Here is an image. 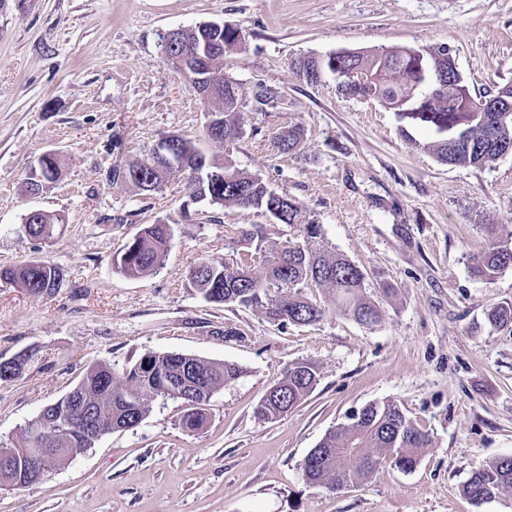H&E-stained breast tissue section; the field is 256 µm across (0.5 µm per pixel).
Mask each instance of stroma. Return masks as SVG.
Segmentation results:
<instances>
[{"instance_id": "obj_1", "label": "stroma", "mask_w": 512, "mask_h": 512, "mask_svg": "<svg viewBox=\"0 0 512 512\" xmlns=\"http://www.w3.org/2000/svg\"><path fill=\"white\" fill-rule=\"evenodd\" d=\"M221 21L243 44L224 59L245 97L244 133L206 140L201 99L164 58L162 35ZM447 45L470 93L512 84V0H0V269L32 261L68 285L32 295L0 280V361H29L0 381V441L10 442L86 369L115 371L142 354L178 352L238 364L207 421L190 432L180 402L159 400L136 428L103 435L40 485L0 489V512H512V492L473 508L472 471L512 456V325L487 319L512 303V267L475 278L489 240L512 238V154L483 168L445 163L435 134L375 101L340 95L334 75L309 84L302 55ZM277 96L255 102L256 86ZM302 127L298 151L273 146ZM172 134L262 179L321 224L333 252L365 275L377 323L336 312L280 326L258 309L207 302L190 272L208 257L298 239L264 213L191 202L187 175L154 192L114 188L106 172L146 158ZM54 152L57 180L26 191L30 166ZM62 216L46 240L22 217ZM174 225L164 265L143 278L113 260L146 224ZM228 328L232 337H221ZM313 362L319 381L287 416L254 409L287 365ZM392 401L430 437L414 470L390 463L362 484H307L302 466L325 433L364 406Z\"/></svg>"}]
</instances>
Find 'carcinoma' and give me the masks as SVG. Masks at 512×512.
<instances>
[{
	"label": "carcinoma",
	"mask_w": 512,
	"mask_h": 512,
	"mask_svg": "<svg viewBox=\"0 0 512 512\" xmlns=\"http://www.w3.org/2000/svg\"><path fill=\"white\" fill-rule=\"evenodd\" d=\"M242 44L238 30L229 27L224 39L207 48L214 61L212 99L222 103L215 113L222 118L218 142H230L242 134L243 94L239 84L222 74L224 57ZM452 56L446 46L414 48L409 55L399 48L360 50L352 55L322 64L321 75L340 74L338 91L347 97L371 99L392 109L402 119H409L434 131L432 148L436 156L463 167H485L496 160L499 148L512 146V114L487 112L483 102L490 99L500 108L512 109V85L498 88L493 97H473L468 87L458 81L450 68ZM440 78L444 88L431 92L433 79ZM464 136L470 141L467 152H448V141ZM303 138L301 128L282 129L274 146L287 153L298 148ZM185 168L202 174L203 182L193 185L194 196L210 205L236 207L260 212L269 208L270 187L260 178L221 164L204 154L191 140L178 138L171 145ZM162 163L150 156L143 161L117 164L109 170L112 185L123 175L143 173L142 180H132V187L147 194L157 189L162 178L155 169ZM279 223L297 226L303 245L284 246L263 253V236L247 233L243 242L255 246L261 254V271L252 272L242 263L223 258L200 261L190 273L192 287L211 303L237 304L264 310L274 323L304 325L321 320L324 307L311 302L301 288L315 284L331 289L333 310L358 319L366 316L375 322L379 312L364 296V274L340 254H331L324 245L321 225L300 220V208L288 195H281ZM52 216L39 223L30 214L23 215L26 233L37 239L52 237ZM174 237L171 224H146L126 244L114 264L116 272L127 277H142L162 266ZM512 265V242H493L475 258L474 276L492 281L497 273ZM17 283L32 294L52 293L65 286L62 271L45 262L26 264L16 270H1L0 279ZM490 322L512 323V304L492 308ZM236 364L214 361L174 352H147L133 365L116 374L111 365L98 363L87 369L74 387V396L83 401L99 422L100 433L123 431L138 426L151 412L154 402L172 399L185 402L181 386L189 382L200 398L209 397L217 388L242 376ZM318 371L308 361L288 366L277 382L275 393L262 397L255 413L263 419L288 414L316 388ZM207 418V408L184 414L182 425L191 431L200 429ZM98 433V434H100ZM98 434L50 427L42 445L51 449L48 467L54 468L72 455L95 445ZM428 435L419 429L394 402L371 403L358 414L328 431L318 444L320 454H308L303 464L307 482L332 490L361 483L376 470L381 459H391L402 471H411L421 449L428 447ZM512 490V456L492 460L474 471L465 482L462 494L468 503L478 499H496Z\"/></svg>",
	"instance_id": "carcinoma-1"
}]
</instances>
